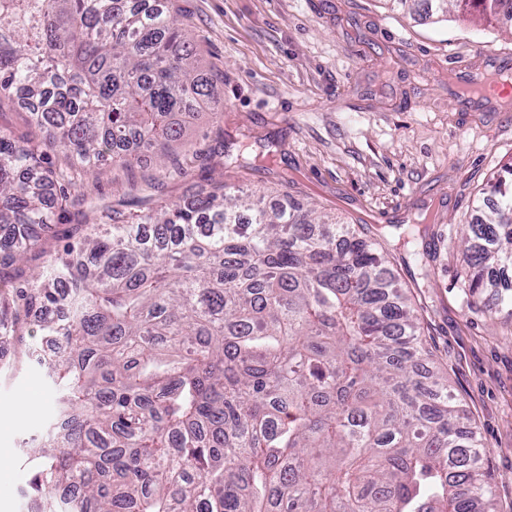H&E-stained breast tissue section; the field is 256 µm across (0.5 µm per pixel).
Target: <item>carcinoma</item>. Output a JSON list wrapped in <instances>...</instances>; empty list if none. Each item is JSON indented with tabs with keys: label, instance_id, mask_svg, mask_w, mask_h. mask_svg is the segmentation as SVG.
<instances>
[{
	"label": "carcinoma",
	"instance_id": "obj_1",
	"mask_svg": "<svg viewBox=\"0 0 512 512\" xmlns=\"http://www.w3.org/2000/svg\"><path fill=\"white\" fill-rule=\"evenodd\" d=\"M421 2L512 31V0H393ZM0 96L44 133L0 129V363L37 333L22 355L61 388L29 445L37 512H496L481 440L353 225L220 184L103 209L54 251L77 174L162 158L194 111L223 110L176 14L0 0ZM489 194L461 238L474 305L512 265V163Z\"/></svg>",
	"mask_w": 512,
	"mask_h": 512
}]
</instances>
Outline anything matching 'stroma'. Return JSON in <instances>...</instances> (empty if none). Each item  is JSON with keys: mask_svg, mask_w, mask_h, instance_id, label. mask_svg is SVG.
<instances>
[{"mask_svg": "<svg viewBox=\"0 0 512 512\" xmlns=\"http://www.w3.org/2000/svg\"><path fill=\"white\" fill-rule=\"evenodd\" d=\"M188 24L199 66L224 105L198 115L181 166L143 154L125 170L104 160L76 194L95 215L123 201H176L218 182L289 193L377 239L412 298L424 340L448 388L474 420L482 471L500 512H512V310L462 291L463 225L487 206L489 182L512 162V112L494 111L461 86L487 64L512 60V31L476 20L433 22L388 0H171ZM274 162L229 165L241 145ZM160 181L149 193L148 177ZM427 225L412 247L398 235ZM27 399L29 409L16 404ZM58 416L57 390L35 362L0 374V512H31L34 475L23 446Z\"/></svg>", "mask_w": 512, "mask_h": 512, "instance_id": "1", "label": "stroma"}]
</instances>
